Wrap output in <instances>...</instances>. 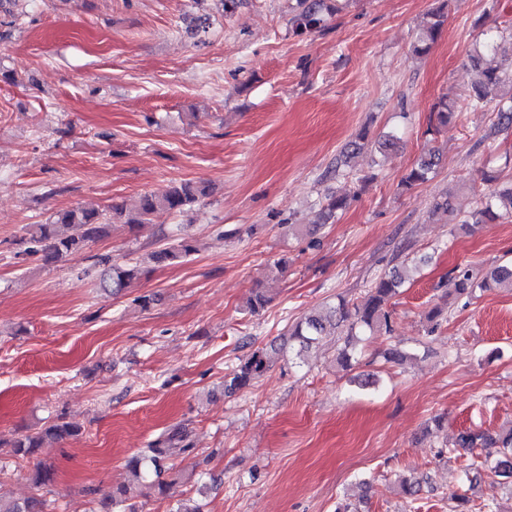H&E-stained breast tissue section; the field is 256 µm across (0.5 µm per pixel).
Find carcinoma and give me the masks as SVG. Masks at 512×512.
I'll return each mask as SVG.
<instances>
[{
  "instance_id": "obj_1",
  "label": "carcinoma",
  "mask_w": 512,
  "mask_h": 512,
  "mask_svg": "<svg viewBox=\"0 0 512 512\" xmlns=\"http://www.w3.org/2000/svg\"><path fill=\"white\" fill-rule=\"evenodd\" d=\"M304 8L292 19L293 32L300 35L312 31L324 22L323 13H333L336 6L331 0H303ZM447 0H441L429 14L430 20L420 29L412 48L417 55L426 54L436 40L447 18ZM497 44L488 38L483 42V50L474 58L477 80L471 86L464 99L467 108L477 110L486 107L491 101L492 91L501 87L508 77L502 66L497 64ZM456 116L455 106L448 97L439 100L434 112L436 129H445ZM435 173V153L422 157L401 179L403 191L409 192L416 186L428 181ZM205 191L190 182L173 187L162 195L145 194L141 196L135 215L124 213L123 206L114 204L109 212L75 207L60 211L45 224H35L29 231L28 255L39 254L46 263L63 257L79 254L92 242L103 238L112 224H145L165 214L181 212L185 207L197 202ZM347 207V197L331 195L321 212V223L332 224L337 212ZM512 218V185L505 188H491L480 196L476 207L460 220L461 229L473 232L483 224ZM195 248L186 239L169 243L151 254L158 263H175L191 255ZM430 262V258L415 259L409 265H402L389 273L382 274L373 283L366 295L357 302L338 297V302L328 306L323 312L306 314L288 328V339L277 351L288 357H301L312 346L320 344L327 336L337 338V361L349 368L358 361L362 353L361 345L367 337L376 331L391 330V300L399 289L409 282L414 274ZM96 264L107 266V286L119 292L128 287L141 271L140 263L128 261L116 263L108 256H101ZM506 285L512 288V264H499L475 273L468 267H458L445 282L448 287V299L432 306L425 312L427 335H433L448 321L450 300L460 297L474 298L476 294L491 291ZM272 366L268 352L258 348L239 360V363L224 376V394L232 395L253 385ZM78 429L56 418L44 431L36 435H26L14 440L0 439V447H8L16 456L33 454L47 438L64 439L75 435ZM187 435L179 427H174L152 441L145 454L128 460L127 469L138 480L150 479V486L159 494L168 493L171 483L164 475L168 466L169 448L174 442L186 443ZM458 446L464 450L474 448H493L484 464L494 475L512 480V429L505 434L485 431H469L460 435ZM399 489L403 496L414 500L419 496L422 485L415 478L403 477L399 480ZM130 487L120 484L97 500L95 512H139V507L131 502ZM452 512H493L487 504L477 508L467 491L460 490L451 495ZM46 503L38 496H29L20 501L5 502L0 499V512H45Z\"/></svg>"
}]
</instances>
